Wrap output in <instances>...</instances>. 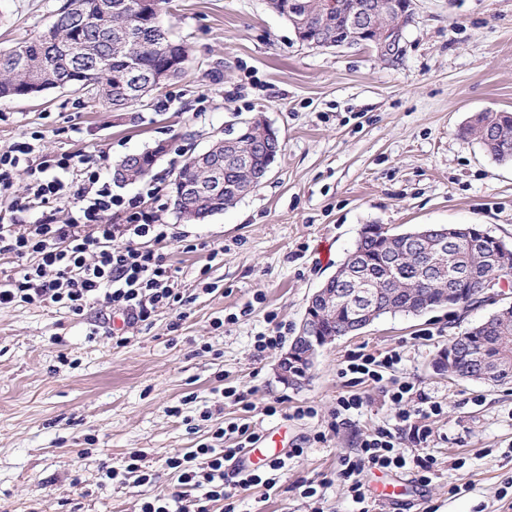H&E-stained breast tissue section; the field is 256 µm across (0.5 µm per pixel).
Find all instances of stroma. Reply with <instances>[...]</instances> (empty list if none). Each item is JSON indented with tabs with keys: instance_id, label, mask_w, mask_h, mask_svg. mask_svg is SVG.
<instances>
[{
	"instance_id": "1",
	"label": "stroma",
	"mask_w": 512,
	"mask_h": 512,
	"mask_svg": "<svg viewBox=\"0 0 512 512\" xmlns=\"http://www.w3.org/2000/svg\"><path fill=\"white\" fill-rule=\"evenodd\" d=\"M63 2L0 0V48L40 35ZM164 23L188 62L132 108L113 110L72 87L0 99V152L37 132L43 151L98 155L109 179L125 156L167 145L142 206L172 228L173 238L152 248L176 269L186 300L182 311L161 309L149 324L123 328L124 345L115 344L114 313L102 303L80 315L54 305L0 309V512H136L145 497L178 492L169 456L242 418L262 431L287 427L291 445L319 431L327 440L289 460L277 491L236 490L240 512H313L299 485L321 480L323 512H352L332 475L390 409L369 384L341 378L339 364L353 352L393 349L402 356L397 376L443 406L429 420L437 476L422 486L402 470L365 471L367 490L389 483L401 495L374 494L373 512H512V385L433 368L454 336L512 306V278L464 312L381 317L321 349L296 386L277 371L287 344L254 349L278 323L297 336L309 297L363 225L476 223L512 245V163L459 135L475 114L512 112V0H414L392 63L363 47L299 43L267 0H171ZM257 114L282 144L268 180L233 208L180 221L168 192L180 162ZM230 386L245 392L249 409L224 398ZM345 394L369 405L330 430ZM276 399L283 414L266 416ZM304 404L317 417L294 419ZM172 406L181 416L169 414ZM134 451L152 484L131 477L100 486L102 469Z\"/></svg>"
}]
</instances>
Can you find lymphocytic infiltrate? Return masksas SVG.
Returning <instances> with one entry per match:
<instances>
[{
    "instance_id": "f902f5d3",
    "label": "lymphocytic infiltrate",
    "mask_w": 512,
    "mask_h": 512,
    "mask_svg": "<svg viewBox=\"0 0 512 512\" xmlns=\"http://www.w3.org/2000/svg\"><path fill=\"white\" fill-rule=\"evenodd\" d=\"M21 171L28 184L11 201V222L0 224V258L21 261L23 267L0 277L1 309L53 303L78 314L101 302L121 311L133 326L150 321L157 308L183 306L181 293L172 286V269L147 246L148 241L168 239L170 225L158 213L142 209L137 199L113 194L96 157L46 153L25 136L0 153V194L12 188ZM63 201L68 208L61 222L56 205ZM113 210L121 213V223H104V214ZM31 213L35 221L23 223L22 215ZM401 361L395 350L379 357L360 353L347 356L339 369L341 376L374 385L392 413L390 423L361 439L356 453L343 457L335 473L356 512H370L364 471L401 469L423 485L436 476V461L424 449L433 437L427 420L441 415L443 408L395 376ZM232 434L237 437L234 447H217V440ZM214 437V443L168 457L165 464L176 476L179 492L144 498L138 512H187L183 501L189 490L197 494L196 512H210L215 502L223 503L224 512H237L225 489L224 464L251 447L259 430L249 422H231Z\"/></svg>"
}]
</instances>
